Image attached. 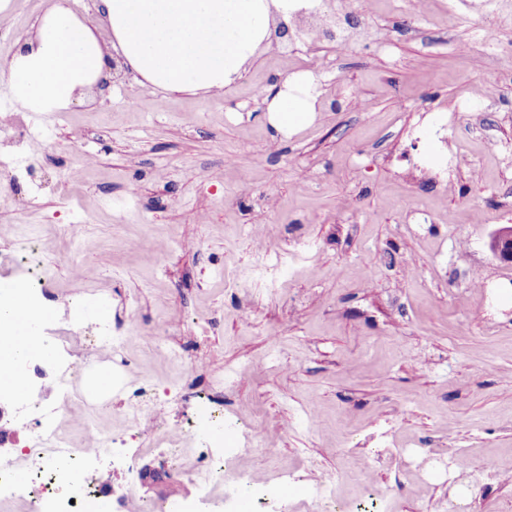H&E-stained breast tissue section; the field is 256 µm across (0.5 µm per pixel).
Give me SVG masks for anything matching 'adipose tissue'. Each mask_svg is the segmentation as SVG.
Returning <instances> with one entry per match:
<instances>
[{"label":"adipose tissue","mask_w":512,"mask_h":512,"mask_svg":"<svg viewBox=\"0 0 512 512\" xmlns=\"http://www.w3.org/2000/svg\"><path fill=\"white\" fill-rule=\"evenodd\" d=\"M323 10V0H93L78 13L55 0L0 59V76L23 108L45 114L89 99L116 61L149 91L216 97L258 61L276 19ZM261 96L285 137L314 119L319 78L304 70Z\"/></svg>","instance_id":"obj_1"}]
</instances>
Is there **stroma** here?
<instances>
[{
    "mask_svg": "<svg viewBox=\"0 0 512 512\" xmlns=\"http://www.w3.org/2000/svg\"><path fill=\"white\" fill-rule=\"evenodd\" d=\"M329 2L358 20L345 51L323 41L267 47L209 100L162 98L126 72L107 94L38 120L14 152L19 188L0 191V247L18 226L38 230L53 287L75 290L65 264L72 246L54 227L83 216L81 251L99 270L96 288L110 292L113 317L143 327L128 354L157 398L175 385L193 395L169 426L223 411L214 434L240 449L237 469L284 461L279 487L297 512L322 473L348 464L390 493L392 512L461 497L467 512H512V264L488 247L512 221V14L483 17L481 0ZM50 4L14 0L0 58ZM481 18L496 33L492 46L475 42ZM461 43L469 52H458ZM490 67L498 83L457 111ZM305 69L320 77L322 110L279 136L254 89ZM362 100L371 111H359ZM81 151L95 156L93 170L62 184ZM476 210L483 223H473ZM257 226L279 262L251 275ZM169 236L181 246L161 267L149 244ZM133 240L139 249H129ZM154 336L205 369L179 376ZM240 366L248 374L213 397L210 377ZM312 396L321 407L314 424L301 415ZM255 432L264 447H248ZM413 446L466 452L472 470L418 474L396 454ZM116 455L167 473L157 490L120 463L101 475L114 489L133 486L150 512L172 489L197 499L143 436L125 437Z\"/></svg>",
    "mask_w": 512,
    "mask_h": 512,
    "instance_id": "obj_1",
    "label": "stroma"
}]
</instances>
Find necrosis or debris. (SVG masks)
Segmentation results:
<instances>
[{
  "instance_id": "4bbe7bcc",
  "label": "necrosis or debris",
  "mask_w": 512,
  "mask_h": 512,
  "mask_svg": "<svg viewBox=\"0 0 512 512\" xmlns=\"http://www.w3.org/2000/svg\"><path fill=\"white\" fill-rule=\"evenodd\" d=\"M44 253L39 236L22 227L11 248L0 253V269L13 273L12 291L26 300L38 325V342L53 348L46 356L26 355L10 363V371L25 378L24 390L0 386V397L10 399L12 420L24 434L17 452L0 459V505H18L20 512H97L102 492L92 485L90 473L113 465L119 438L157 430L162 444L182 459L178 478L199 491L184 512H225L230 487L224 461L234 456V449L180 428L160 430L165 406L155 399L150 380L141 379L129 391L116 420L105 427L96 424L94 396L85 375L103 356L111 359L113 369L128 374L132 362L125 350L142 329L132 320L122 335H113L112 323L103 314L110 303L108 293L94 289L55 294L44 269ZM76 408L84 416L78 435L63 421L64 412Z\"/></svg>"
}]
</instances>
